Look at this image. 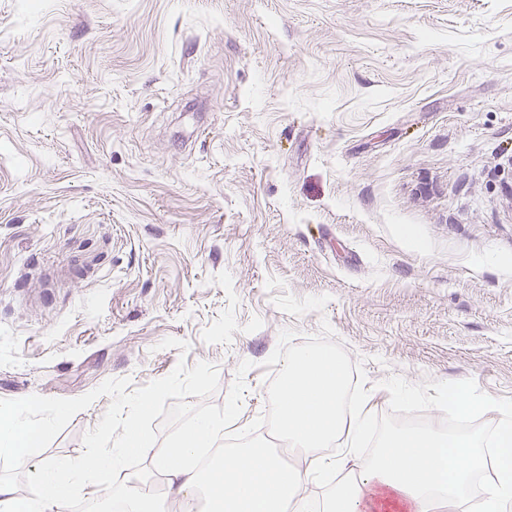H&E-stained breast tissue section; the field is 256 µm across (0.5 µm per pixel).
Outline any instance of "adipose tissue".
<instances>
[{
  "instance_id": "1",
  "label": "adipose tissue",
  "mask_w": 512,
  "mask_h": 512,
  "mask_svg": "<svg viewBox=\"0 0 512 512\" xmlns=\"http://www.w3.org/2000/svg\"><path fill=\"white\" fill-rule=\"evenodd\" d=\"M287 385L273 402L288 443L303 452L301 466L282 467L270 454L247 448L230 461L202 469L192 459L199 449L224 437V425L198 419L154 463L164 476L162 498L152 499L140 485L120 489L126 512H289L304 505L310 484L327 469L318 453L341 432L362 433V416L341 411L343 365L325 353L304 350L286 360ZM51 424L33 428L11 410H0V454L31 470V488L19 496L0 481V512H66L83 494L88 476L117 472L124 456L145 450L138 420L126 421L116 448L90 449L81 457L35 466L32 455L50 435ZM496 470L486 491L484 512H504L512 503V414L501 415L495 434ZM486 465L477 436H455L432 427L393 430L380 452L328 498L325 512H464L471 477Z\"/></svg>"
}]
</instances>
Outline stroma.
<instances>
[{
	"label": "stroma",
	"mask_w": 512,
	"mask_h": 512,
	"mask_svg": "<svg viewBox=\"0 0 512 512\" xmlns=\"http://www.w3.org/2000/svg\"><path fill=\"white\" fill-rule=\"evenodd\" d=\"M325 321L371 436L319 510L407 397L512 412V0H0V399L247 361L237 431Z\"/></svg>",
	"instance_id": "35a3bbf8"
}]
</instances>
